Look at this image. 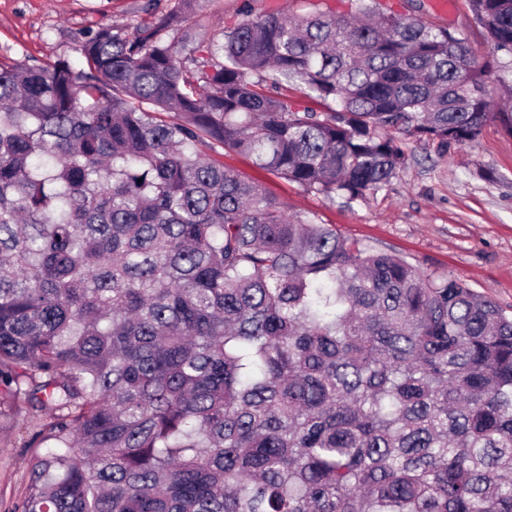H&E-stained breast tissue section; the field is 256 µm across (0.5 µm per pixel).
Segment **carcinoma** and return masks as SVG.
Here are the masks:
<instances>
[{
    "instance_id": "carcinoma-1",
    "label": "carcinoma",
    "mask_w": 512,
    "mask_h": 512,
    "mask_svg": "<svg viewBox=\"0 0 512 512\" xmlns=\"http://www.w3.org/2000/svg\"><path fill=\"white\" fill-rule=\"evenodd\" d=\"M467 2L507 63L378 0L219 46L179 0L77 73L0 59V406L39 449L13 512H512V316L216 159L351 203L406 140L512 135V0Z\"/></svg>"
}]
</instances>
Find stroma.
I'll return each mask as SVG.
<instances>
[{
	"mask_svg": "<svg viewBox=\"0 0 512 512\" xmlns=\"http://www.w3.org/2000/svg\"><path fill=\"white\" fill-rule=\"evenodd\" d=\"M424 23L453 27L468 35L478 60L491 48L474 25L467 0H451L436 15L431 0H379ZM175 0H0V58L80 69L79 41L102 25L131 29L144 6L168 12ZM339 13L347 0H205L199 31L222 41L224 29L245 14ZM411 159L391 184L364 199L308 191L262 169L246 155L225 152L221 160L282 203L292 214L330 225L342 238L404 257L426 275H445L491 297L512 315V135L488 126L476 142L435 148L407 142ZM20 414H0V512H11L28 484V431Z\"/></svg>",
	"mask_w": 512,
	"mask_h": 512,
	"instance_id": "1",
	"label": "stroma"
}]
</instances>
